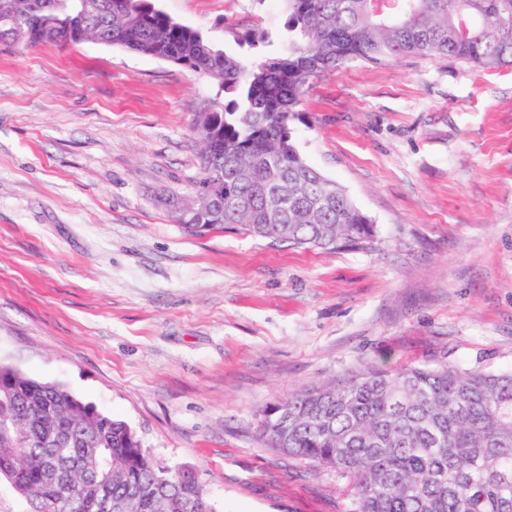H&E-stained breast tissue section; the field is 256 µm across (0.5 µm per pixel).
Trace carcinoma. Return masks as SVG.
<instances>
[{
	"label": "carcinoma",
	"instance_id": "carcinoma-1",
	"mask_svg": "<svg viewBox=\"0 0 512 512\" xmlns=\"http://www.w3.org/2000/svg\"><path fill=\"white\" fill-rule=\"evenodd\" d=\"M52 0H15L28 24L0 42L67 44ZM285 35L228 53L162 10L100 0L89 36L170 55L208 76L224 101L219 139L200 147L192 199L158 203L193 234L224 228L324 251L372 248L374 225L345 189L301 156L293 122L312 77L360 60L417 54L512 66V0H283ZM275 451L343 481L344 512H512V373L440 363L367 365L262 410ZM0 480L29 512H216L197 475L156 463L131 427L60 384L0 366Z\"/></svg>",
	"mask_w": 512,
	"mask_h": 512
}]
</instances>
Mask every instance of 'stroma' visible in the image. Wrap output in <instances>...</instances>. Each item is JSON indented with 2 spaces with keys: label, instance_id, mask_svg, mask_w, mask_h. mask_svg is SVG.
Returning <instances> with one entry per match:
<instances>
[{
  "label": "stroma",
  "instance_id": "1",
  "mask_svg": "<svg viewBox=\"0 0 512 512\" xmlns=\"http://www.w3.org/2000/svg\"><path fill=\"white\" fill-rule=\"evenodd\" d=\"M226 51L281 0H154ZM224 94L86 40L0 43V365L128 423L217 512H342L269 448L261 412L374 362L512 372V66L354 61L315 77L294 138L369 217L368 250L194 235L157 199L199 176Z\"/></svg>",
  "mask_w": 512,
  "mask_h": 512
}]
</instances>
